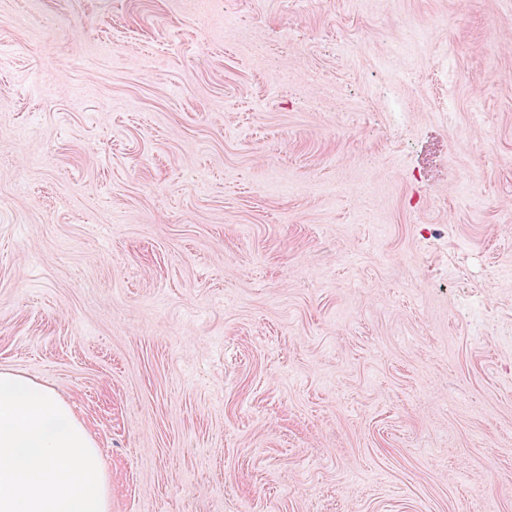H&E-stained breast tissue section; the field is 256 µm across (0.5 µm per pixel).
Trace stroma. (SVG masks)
<instances>
[{"label": "stroma", "instance_id": "obj_1", "mask_svg": "<svg viewBox=\"0 0 512 512\" xmlns=\"http://www.w3.org/2000/svg\"><path fill=\"white\" fill-rule=\"evenodd\" d=\"M0 370L112 512H512V0H0Z\"/></svg>", "mask_w": 512, "mask_h": 512}]
</instances>
